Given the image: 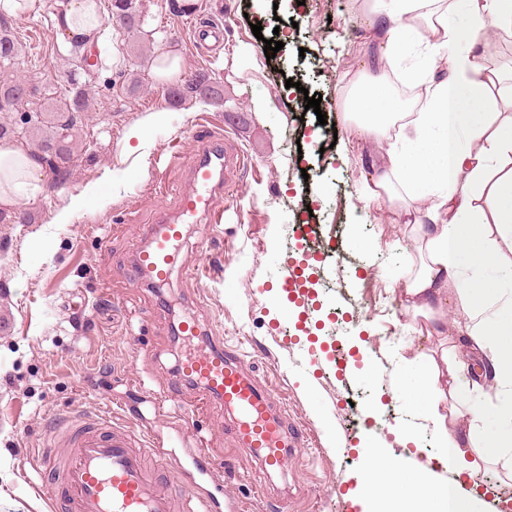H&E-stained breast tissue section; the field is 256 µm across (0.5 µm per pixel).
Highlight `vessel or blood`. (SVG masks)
I'll list each match as a JSON object with an SVG mask.
<instances>
[{
	"instance_id": "obj_1",
	"label": "vessel or blood",
	"mask_w": 512,
	"mask_h": 512,
	"mask_svg": "<svg viewBox=\"0 0 512 512\" xmlns=\"http://www.w3.org/2000/svg\"><path fill=\"white\" fill-rule=\"evenodd\" d=\"M248 156L229 139L209 135L199 141L189 163L188 181L176 192V210L162 217L130 269L133 281L151 277L170 280L185 268L184 228L189 224L216 225L224 221L222 199L236 198ZM303 270L286 261L279 284L288 295L301 292ZM178 381L201 386L209 398L237 412L235 436L243 447L257 452L265 470L278 471L288 463L286 448L293 444L271 400L245 376L244 364L223 347H197L180 362ZM64 455L44 453L38 470L51 475L54 512H222L224 503L203 487L208 473L202 464V441L185 435L188 460L169 459L129 430L113 425L111 415L87 418L76 414L60 429Z\"/></svg>"
}]
</instances>
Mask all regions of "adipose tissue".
Returning <instances> with one entry per match:
<instances>
[{
    "label": "adipose tissue",
    "instance_id": "ef3b65f1",
    "mask_svg": "<svg viewBox=\"0 0 512 512\" xmlns=\"http://www.w3.org/2000/svg\"><path fill=\"white\" fill-rule=\"evenodd\" d=\"M471 32L461 36L448 18V0H366L369 25L384 38L366 72L347 86L345 107L359 134L386 148L363 191L371 200L388 198L403 223L421 239L418 271L407 294L418 312L440 303L452 287L455 307L469 318L462 349L447 361L453 402L441 412L444 389L436 367L421 376L420 411L444 449L432 468L417 467L400 486L403 458L377 450L357 475L352 501L362 512H482L484 495L449 486L442 472L471 477L467 457L512 470V283L481 278L452 280L462 263L512 272V120L492 112L487 88L499 84L512 99V73L488 76L478 62L479 43L512 32V0H464ZM420 59L404 84L420 88L404 100L388 79L396 61L410 51ZM44 175L21 148L0 145V206L12 209L36 199ZM475 363L495 391L501 423L487 431L483 408L472 393L478 382L458 371Z\"/></svg>",
    "mask_w": 512,
    "mask_h": 512
}]
</instances>
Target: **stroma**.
I'll use <instances>...</instances> for the list:
<instances>
[{"label": "stroma", "mask_w": 512, "mask_h": 512, "mask_svg": "<svg viewBox=\"0 0 512 512\" xmlns=\"http://www.w3.org/2000/svg\"><path fill=\"white\" fill-rule=\"evenodd\" d=\"M62 0H31L13 32L25 49L20 64L0 69L31 85L64 92L69 65L56 53L64 34L50 20ZM222 21L224 41L199 54L192 18L167 0H139L152 40L114 38L115 68L92 85L86 150L70 181L45 188L25 204L33 219L0 218V512H48L31 459L68 416L111 410L112 419L184 457L178 415L160 416L155 400L175 391L207 442L211 485L238 498V512H358L351 492L370 449L402 453L399 429L415 433L411 465L434 459L431 428L402 387L419 382V366L460 343L468 318L444 310L447 329L410 308L405 290L418 267V237L385 199L370 200L363 180L380 161L373 141L358 138L340 95L342 76L358 72L380 41L365 26L357 0H195ZM283 47L252 69L238 56L251 31ZM178 59L170 79L157 75L162 57ZM204 73L224 87L222 102L174 101L171 88ZM295 87H286V79ZM320 97L305 109V95ZM266 101L265 109L253 106ZM163 122H156V113ZM208 114L217 133L248 153L251 167L223 224L188 227L183 253L197 275L173 274L163 302L157 289L126 280L161 215L172 212V187L183 185L197 147L195 123ZM327 125H319L318 114ZM141 126L143 148L126 145ZM318 139H311V129ZM80 195L90 203L73 223L55 213ZM311 210L314 240L336 234L338 248L315 269L314 320L324 350L307 340L284 342L286 298L275 297L279 263L294 246L297 213ZM187 314L207 336L239 345L245 372L305 445L286 470L266 472L234 436V417L185 383L172 387L183 350L172 333Z\"/></svg>", "instance_id": "35a3bbf8"}]
</instances>
